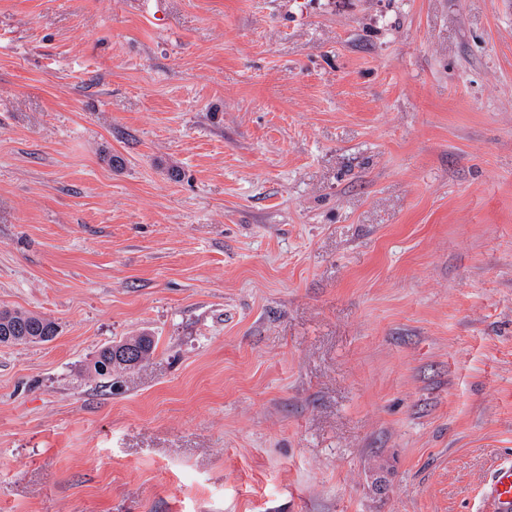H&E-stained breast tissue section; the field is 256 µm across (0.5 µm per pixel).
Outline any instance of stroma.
I'll return each instance as SVG.
<instances>
[{
	"instance_id": "1",
	"label": "stroma",
	"mask_w": 512,
	"mask_h": 512,
	"mask_svg": "<svg viewBox=\"0 0 512 512\" xmlns=\"http://www.w3.org/2000/svg\"><path fill=\"white\" fill-rule=\"evenodd\" d=\"M1 308L0 512H476L512 0H0ZM9 330L11 336H7L8 343L19 345L26 341L22 336H28L30 342H48L58 335L57 324L41 315L22 312L0 311V336L2 331ZM7 333V332H6Z\"/></svg>"
}]
</instances>
